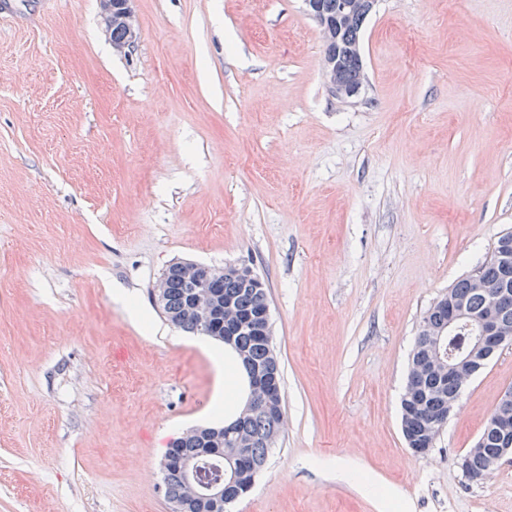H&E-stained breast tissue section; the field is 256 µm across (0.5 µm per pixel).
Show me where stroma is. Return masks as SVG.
I'll use <instances>...</instances> for the list:
<instances>
[{"instance_id":"stroma-1","label":"stroma","mask_w":512,"mask_h":512,"mask_svg":"<svg viewBox=\"0 0 512 512\" xmlns=\"http://www.w3.org/2000/svg\"><path fill=\"white\" fill-rule=\"evenodd\" d=\"M0 0V512H171L161 464L215 372L151 290L265 283L284 426L227 512H512L470 480L512 347L433 448L401 397L425 311L512 230V0H377L341 99L303 0ZM129 2L128 0H101L105 36L112 43H119L125 39L127 31V40L122 44L113 45V49L124 55L133 50L137 42V32Z\"/></svg>"}]
</instances>
